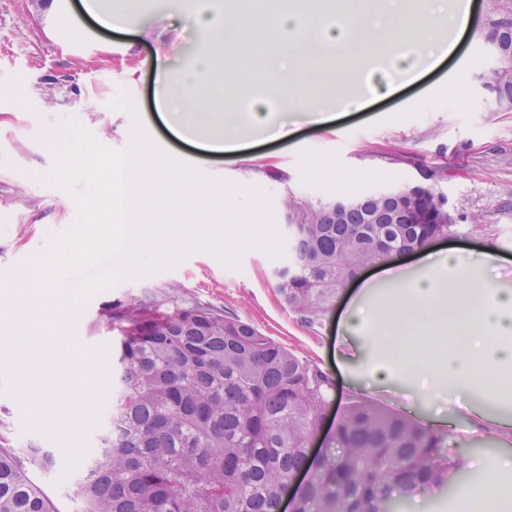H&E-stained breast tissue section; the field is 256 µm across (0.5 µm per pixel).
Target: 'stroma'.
Returning a JSON list of instances; mask_svg holds the SVG:
<instances>
[{"label":"stroma","instance_id":"35a3bbf8","mask_svg":"<svg viewBox=\"0 0 512 512\" xmlns=\"http://www.w3.org/2000/svg\"><path fill=\"white\" fill-rule=\"evenodd\" d=\"M189 7V0H160L158 12L143 17L144 33L117 34L93 22L83 0H0V302L21 276L37 286L55 281L64 238L78 215L74 196L85 190L81 183L66 189L53 177L68 122L115 151L126 150L129 136L141 133L160 151L195 156L203 185L239 189L231 204L244 211L243 227L251 234L268 220L283 227L288 189L318 199L335 196L340 177L346 193L356 194L432 174V186L454 215L455 242L506 254L509 261L499 274L512 286V112L497 111L486 87L493 64L483 41L465 37L461 55L439 70L422 72L392 97L368 99L363 109L336 108L333 120L321 126L297 121L289 104L274 103L275 121L297 123L290 140L269 142L245 130L241 155L220 156L176 140L154 105L155 74L147 59L160 54L177 69L193 54L197 35L183 16ZM384 63L379 43L360 56L319 63L308 51L297 55L298 66L320 70L306 89L318 99L339 82L358 89L363 74ZM63 75L70 78L66 93L53 87ZM317 162L325 163L324 171H314ZM260 201L266 211L256 210ZM285 261L251 245L232 265L193 248L165 268L124 275L84 297L78 284L65 280V292L78 299L77 314L57 316L55 328L36 317L25 324L0 317V445L54 449L56 467L31 470L29 477L60 512H80L72 493L76 466L116 380V342L97 327L100 311L176 288L251 323L334 378L337 396L315 443L316 450L327 448L352 399L336 368V317L310 327L282 304L273 271ZM37 336L48 350L68 344L74 353L92 355L106 381L99 396L67 404L58 426L34 411L40 400L56 395L54 373L33 352ZM447 435L463 458L512 453V442L491 431L473 434L459 426Z\"/></svg>","mask_w":512,"mask_h":512}]
</instances>
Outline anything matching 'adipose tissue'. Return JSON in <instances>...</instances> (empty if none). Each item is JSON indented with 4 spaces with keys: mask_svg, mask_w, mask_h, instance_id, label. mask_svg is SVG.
Masks as SVG:
<instances>
[{
    "mask_svg": "<svg viewBox=\"0 0 512 512\" xmlns=\"http://www.w3.org/2000/svg\"><path fill=\"white\" fill-rule=\"evenodd\" d=\"M85 7L103 25L127 31L139 25L148 3L109 0L103 8L97 0H87ZM226 13L227 0H196L187 16L199 34L193 58L177 70L159 57L151 65L157 109L183 117L174 133L203 150L230 156L242 150L233 134L218 126L196 138L189 118L233 111L243 90L263 88L294 102L309 124L329 121L328 112L299 93L316 74L289 69L296 51L349 55L379 37L411 73L417 61L436 65L456 54L472 29L471 0H455L449 15L427 0L419 14L397 8L379 24L344 8L331 24L289 9L287 0L262 17L249 0H237L231 26ZM257 41L275 48L260 64L251 57ZM500 264V254L490 248L426 249L415 265L389 261L378 266L373 278L358 280L336 312V330L343 337L336 363L364 370L349 379V389L409 393L428 407L425 420L439 430L454 426V418L441 407L456 399L462 401L472 430L492 428L512 435V287L496 280ZM468 465L477 478L458 485L453 512H512V455L472 458Z\"/></svg>",
    "mask_w": 512,
    "mask_h": 512,
    "instance_id": "obj_1",
    "label": "adipose tissue"
}]
</instances>
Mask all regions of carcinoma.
I'll list each match as a JSON object with an SVG mask.
<instances>
[{
    "instance_id": "obj_1",
    "label": "carcinoma",
    "mask_w": 512,
    "mask_h": 512,
    "mask_svg": "<svg viewBox=\"0 0 512 512\" xmlns=\"http://www.w3.org/2000/svg\"><path fill=\"white\" fill-rule=\"evenodd\" d=\"M512 0H494L483 41L512 57ZM500 109L512 112V67L492 70ZM333 218L334 198L286 190L294 222L288 265L274 276L283 303L321 323L342 286L392 253L421 248L451 224H414L380 189ZM119 336V385L74 494L83 512H281L295 474L310 477L293 512H390L394 491L441 489L460 467L447 435L367 402L336 426V451L310 455L335 387L317 363L251 324L172 290L108 305L98 320ZM50 448L0 447V512H57L27 470L50 472Z\"/></svg>"
}]
</instances>
